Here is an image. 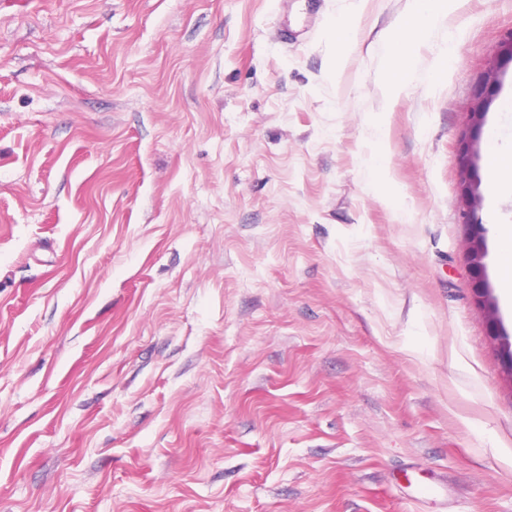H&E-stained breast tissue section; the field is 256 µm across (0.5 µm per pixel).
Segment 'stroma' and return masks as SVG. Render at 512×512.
Listing matches in <instances>:
<instances>
[{
    "instance_id": "stroma-1",
    "label": "stroma",
    "mask_w": 512,
    "mask_h": 512,
    "mask_svg": "<svg viewBox=\"0 0 512 512\" xmlns=\"http://www.w3.org/2000/svg\"><path fill=\"white\" fill-rule=\"evenodd\" d=\"M406 2L0 0V512H512V0ZM457 3L458 0H409L407 6L410 23L402 30L396 41L402 52H395L391 58L407 62L412 50L424 43L432 32L441 26L448 11L453 10ZM502 243L500 264L503 272L502 294L505 304L512 309V225L496 224ZM469 253L472 267L477 273V285L476 289L483 291L484 293L489 292V286L487 281L483 278L482 273L484 269L483 260L485 258V245L483 238L479 233H474L469 242Z\"/></svg>"
}]
</instances>
